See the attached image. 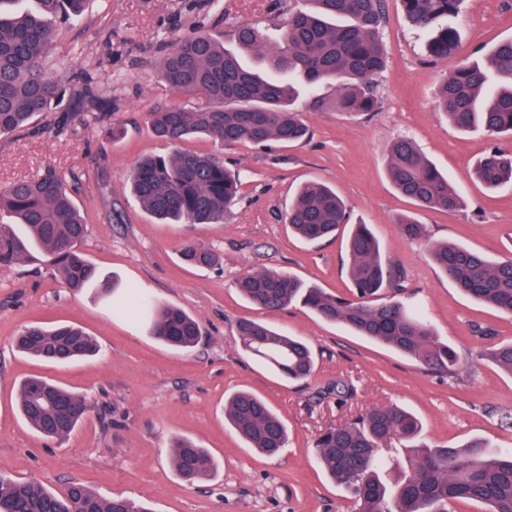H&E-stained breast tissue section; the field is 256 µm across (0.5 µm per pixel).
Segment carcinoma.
I'll use <instances>...</instances> for the list:
<instances>
[{"label": "carcinoma", "instance_id": "cac0c4a2", "mask_svg": "<svg viewBox=\"0 0 512 512\" xmlns=\"http://www.w3.org/2000/svg\"><path fill=\"white\" fill-rule=\"evenodd\" d=\"M24 0H0V135L22 130L63 106L65 95L44 67L51 34L60 19L83 14L86 0H35V8L3 15V8ZM308 9L291 13L276 43L252 25L234 27L227 47L210 34L179 40L160 62L159 75L178 94L199 99L197 107L179 104L149 113L156 138L175 147L168 155L143 158L130 178L132 195L150 216L175 224H222L243 182L215 155L177 149L192 136L224 144L299 143L309 135L303 113L294 108L300 90L322 85L333 96H313L316 109L331 107L349 115H367L379 101L375 78L382 72L387 48L380 39L382 0H307ZM461 0H402L409 20L433 32L428 48L437 61L458 54L457 34L438 26L459 10ZM82 108L112 111L97 93V81L75 76ZM437 108L461 133L512 136V38L498 42L475 61H462L443 78ZM387 173L396 190L419 209L455 210L456 188L414 142L398 138L386 147ZM474 175L488 190L512 185V153L492 149L474 164ZM0 269L47 258L71 288H114L79 250L87 233L62 177L47 169L32 179L0 191ZM289 228L306 241L336 236L350 223L345 201L329 186L307 183L288 208ZM402 234L425 244L436 268L471 299L512 316V257L493 260L484 253L432 239L426 225L411 216L398 218ZM348 273L354 298L323 289L274 270L243 277L237 288L250 302L269 310L298 302L320 319L341 324L360 336L385 344L428 370L457 376L459 357L436 336L428 319L385 290L401 275L383 259L369 225L354 224L347 239ZM193 266L219 262L201 244L182 250ZM137 316L152 336L166 345L189 350L203 335L200 321L175 306L158 308L135 293ZM241 349L292 381L308 379L314 356L308 344L268 323L244 319L237 324ZM16 348L41 361L68 363L94 355L97 345L78 327L30 326L14 339ZM512 376V343L487 354ZM23 420L49 440H63L87 416L91 401L43 377L26 379L19 390ZM225 418L259 452L273 456L288 442L283 421L249 391L225 403ZM423 424L398 404L374 406L351 422L330 426L314 440L320 463L330 478L353 496L355 512H451L458 502L475 503L484 512H512V450L492 451L475 439L460 447L422 441ZM398 442L409 449L402 460L380 454ZM172 466L182 477L207 479L216 468L213 456L189 440L174 443ZM397 467L403 479L386 485L381 472ZM152 512L145 504L103 497L80 483L51 491L37 482L0 475V512Z\"/></svg>", "mask_w": 512, "mask_h": 512}]
</instances>
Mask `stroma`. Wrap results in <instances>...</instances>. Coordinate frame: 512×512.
I'll return each mask as SVG.
<instances>
[{"mask_svg": "<svg viewBox=\"0 0 512 512\" xmlns=\"http://www.w3.org/2000/svg\"><path fill=\"white\" fill-rule=\"evenodd\" d=\"M304 6V0H87L81 19L54 25L49 75L67 86L74 73L91 74L112 110L103 118L77 111L66 121L52 112L33 131L0 136V190L55 168L88 227L82 252L101 275L119 280L124 295L117 306L94 299L92 290L68 288L42 264L0 270V472L58 491L77 482L106 497L147 502L153 512H354L351 495L328 477L312 444L320 429L369 407L405 405L436 445L482 438L491 447L512 448V425L504 421L512 414V376L481 356L512 342V316L462 295L397 225L398 217L412 214L435 238L493 259L511 253L512 187L486 191L472 167L489 147L512 152V139L463 135L449 125L436 91L454 63L429 55L428 34L410 23L401 0H384L380 37L388 56L376 79V112L353 118L305 109L311 137L294 146L185 142V150L218 155L225 167L242 172V194L224 224H160L129 193V176L142 156L172 151L152 135L149 112L174 102L195 105L157 73L170 45L197 31L221 37L241 24L264 28L274 42L290 13ZM447 24L463 56L477 59L512 37V0H463ZM116 127L124 130L122 139H113ZM402 137L458 187L464 206L419 210L393 188L385 149ZM313 180L336 189L351 221L371 225L384 255L405 275L406 302L457 351V378L423 371L300 305L268 311L238 293L237 280L270 269L348 295L345 233L310 243L286 223L296 189ZM192 243L214 249L221 266L185 264L180 252ZM133 289L199 319L200 343L177 352L150 336L133 314ZM243 318L304 338L315 354L312 376L291 383L245 356L235 328ZM56 323L83 327L99 354L54 365L14 349L25 327ZM32 375L93 404L63 443L44 440L19 415V386ZM339 380L353 387L341 401L327 392ZM239 389L260 395L283 419L288 445L280 454L249 448L225 419L224 402ZM182 438L215 456L210 479L189 482L176 473L171 448Z\"/></svg>", "mask_w": 512, "mask_h": 512, "instance_id": "1", "label": "stroma"}]
</instances>
